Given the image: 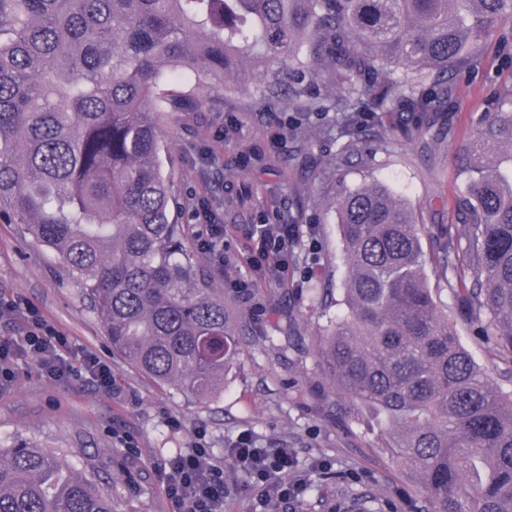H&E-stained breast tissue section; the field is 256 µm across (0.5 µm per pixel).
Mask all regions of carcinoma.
Here are the masks:
<instances>
[{
    "mask_svg": "<svg viewBox=\"0 0 512 512\" xmlns=\"http://www.w3.org/2000/svg\"><path fill=\"white\" fill-rule=\"evenodd\" d=\"M506 15L512 0H0V213L60 255L112 348L206 401L237 340L171 219L164 123L204 101L169 77L252 85L260 112L330 113L321 134L342 144L329 168L352 156L367 167L391 144L383 114L423 136L460 70L494 82L483 40L498 38L512 65ZM493 105L455 158L464 188L434 264L485 348L512 363V90ZM331 204L347 274L319 354L336 410L411 473L413 512H512V390L485 378L434 298L422 216L379 181ZM0 512L113 510L92 474L21 443L0 449Z\"/></svg>",
    "mask_w": 512,
    "mask_h": 512,
    "instance_id": "1",
    "label": "carcinoma"
}]
</instances>
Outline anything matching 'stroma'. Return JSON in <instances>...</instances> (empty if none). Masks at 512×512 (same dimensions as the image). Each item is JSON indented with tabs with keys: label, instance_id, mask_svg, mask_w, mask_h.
I'll return each instance as SVG.
<instances>
[{
	"label": "stroma",
	"instance_id": "stroma-1",
	"mask_svg": "<svg viewBox=\"0 0 512 512\" xmlns=\"http://www.w3.org/2000/svg\"><path fill=\"white\" fill-rule=\"evenodd\" d=\"M495 87L458 80L452 104L439 114L437 127L452 135L438 141L411 139L399 113H389L393 129L388 152L367 169L356 164L332 172L327 194L352 190L371 179L389 183L427 224L455 219L463 182L453 163ZM246 90L213 88L196 112L167 116L165 169L177 179L178 205L172 214L188 238L198 226L194 208L204 205L224 226L223 267H210L215 287L224 293L241 354L210 400L197 401L157 384L120 354L105 336L103 319L84 301L80 286L47 245L24 225L0 215V303L22 298L67 336L74 354L90 352L112 367L121 390L103 393L82 376L63 382L46 378L27 360H16L15 377L0 389V446L23 440L64 453L69 461L94 471L99 487L112 497L114 512H173L163 486L170 457L202 444L224 458L231 439L251 434L265 448L287 449L293 474L310 484L304 497L286 503L262 502L260 491L243 477L229 475L224 512H333L342 492L353 487L370 497H390L397 512H412L404 495L407 472L371 451L366 438L349 433L333 405L330 380L318 362V343L335 312L312 309L309 282L339 289L346 259L337 217L318 200L315 172L327 167L338 149L335 137H317L293 112H257ZM294 218L288 270L279 279L248 269L253 245L248 228ZM430 288L456 318L464 346L490 382L506 385L505 364L475 339L476 327L462 317L434 266H427ZM242 279L246 288L234 287ZM293 323L283 341L278 328ZM180 429H172L171 419Z\"/></svg>",
	"mask_w": 512,
	"mask_h": 512
}]
</instances>
